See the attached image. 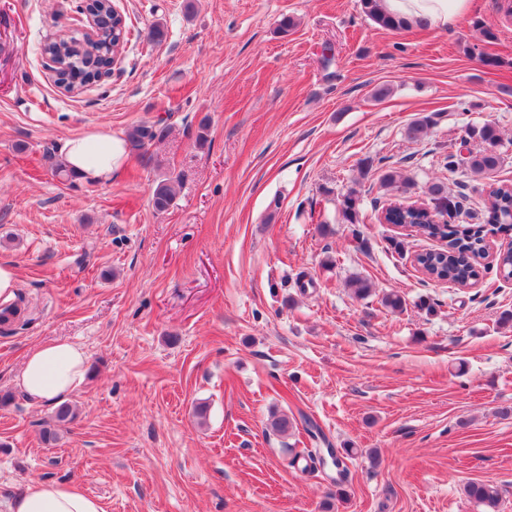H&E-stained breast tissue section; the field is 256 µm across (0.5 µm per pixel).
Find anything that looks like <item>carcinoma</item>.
I'll return each instance as SVG.
<instances>
[{
  "label": "carcinoma",
  "mask_w": 512,
  "mask_h": 512,
  "mask_svg": "<svg viewBox=\"0 0 512 512\" xmlns=\"http://www.w3.org/2000/svg\"><path fill=\"white\" fill-rule=\"evenodd\" d=\"M362 12L378 26L389 30H402L409 23L382 11L379 0H360ZM88 9L96 17L100 35L96 40L87 37H61L45 43L41 53L58 62L59 82L71 87L86 85L99 80L102 74L112 69L113 56L122 47L126 35V21L114 12L112 0H91ZM168 128L154 125H135L126 133V140L135 150H142L155 140L163 139ZM482 147L467 149V154L450 153L442 160V168L449 175L469 172L485 178L492 177L501 165V158L494 150L499 140V131L487 123L471 132ZM45 157L51 162L54 175L73 181L74 175L67 166L56 158L54 149L46 147ZM427 194L434 201L433 213L421 207L394 204L382 212L381 219L388 224H399L411 229L417 235L448 241V248L430 250L415 255L414 263L431 280L446 282L457 288L475 285L482 271L496 265L503 278L512 277V250L499 252L495 257L488 253L487 235L492 232L488 225L505 224L512 219V183L498 181L489 184L488 210L484 224H450L443 221L446 216L459 212L462 202L448 197V184L438 179L427 187ZM175 199L174 181L170 177L159 180L152 194V206L158 212L170 208ZM362 199L354 191L341 196L339 210L346 224L360 223ZM75 411L71 404L64 402L55 411L56 425L43 431V441L49 445L59 437V427L71 422ZM467 496L484 512H497L499 492L496 486L485 482H471L466 485Z\"/></svg>",
  "instance_id": "cac0c4a2"
}]
</instances>
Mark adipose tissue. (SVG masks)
I'll use <instances>...</instances> for the list:
<instances>
[{
  "label": "adipose tissue",
  "instance_id": "1",
  "mask_svg": "<svg viewBox=\"0 0 512 512\" xmlns=\"http://www.w3.org/2000/svg\"><path fill=\"white\" fill-rule=\"evenodd\" d=\"M471 0H382L388 14L408 23H422L437 30L455 25L470 8ZM129 151L126 140L90 131L64 141L66 164L84 181L108 183L123 168ZM88 356L68 341H55L31 349L24 357L17 382L35 402L57 404L83 387ZM7 512H105L101 501L81 487L36 481L13 496Z\"/></svg>",
  "mask_w": 512,
  "mask_h": 512
}]
</instances>
